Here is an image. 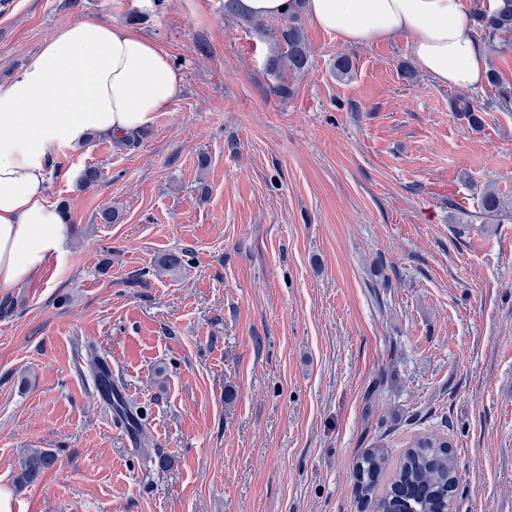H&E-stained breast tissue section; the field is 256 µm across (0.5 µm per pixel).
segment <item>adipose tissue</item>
Masks as SVG:
<instances>
[{"mask_svg":"<svg viewBox=\"0 0 512 512\" xmlns=\"http://www.w3.org/2000/svg\"><path fill=\"white\" fill-rule=\"evenodd\" d=\"M299 3L314 26L347 44L406 37L419 69L438 84L485 80L486 51L467 26L470 0H235L234 9L282 18ZM181 86L165 51L120 23L93 20L62 25L0 84V288L37 276L65 237L45 191L52 147L140 130Z\"/></svg>","mask_w":512,"mask_h":512,"instance_id":"ef3b65f1","label":"adipose tissue"}]
</instances>
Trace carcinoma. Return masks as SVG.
<instances>
[{
    "label": "carcinoma",
    "mask_w": 512,
    "mask_h": 512,
    "mask_svg": "<svg viewBox=\"0 0 512 512\" xmlns=\"http://www.w3.org/2000/svg\"><path fill=\"white\" fill-rule=\"evenodd\" d=\"M480 29L488 35L497 53L512 49V0H499L496 8L474 15ZM278 52L269 59L273 71L288 69L302 72L309 56L298 15L291 14L270 30ZM489 84L498 89L495 106L503 112L512 111V88L503 84L499 73L488 72ZM455 111L468 125H481V107L468 99L456 102ZM481 214L500 217L503 203L494 190H486L480 198ZM108 394L119 410L124 424L138 433L141 415L126 406L118 385H111ZM50 450L31 448L20 461L15 484L20 488L34 485L55 463ZM353 490L357 503L371 512H449L450 502L458 487V463L452 445L444 434L419 435L397 458L390 455L384 443L377 441L363 451L353 467Z\"/></svg>",
    "instance_id": "carcinoma-1"
}]
</instances>
